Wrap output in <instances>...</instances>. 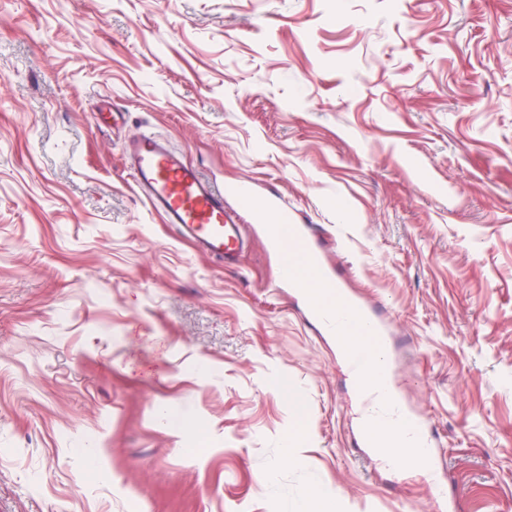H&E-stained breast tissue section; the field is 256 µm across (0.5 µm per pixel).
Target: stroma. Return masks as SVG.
<instances>
[{
    "label": "stroma",
    "mask_w": 512,
    "mask_h": 512,
    "mask_svg": "<svg viewBox=\"0 0 512 512\" xmlns=\"http://www.w3.org/2000/svg\"><path fill=\"white\" fill-rule=\"evenodd\" d=\"M145 132L313 225L457 512H512V0H0V512H287L314 485L435 512L355 448L264 236L228 267L150 212L121 146ZM409 418L416 423V430L420 433L421 437H422V440L424 442L423 445L421 446H415L412 442H411V434H408V435H405L403 436V442L404 444L410 446V447H415V448H428V456H427V459H426V468H427V471L429 473H432L433 472V465H434V461H435V458H436V451H435V447H436V440L429 434V432H427L423 427H422V424H421V419H419L418 417L412 415L410 412L408 414Z\"/></svg>",
    "instance_id": "obj_1"
}]
</instances>
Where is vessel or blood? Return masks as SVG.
I'll return each mask as SVG.
<instances>
[{
    "label": "vessel or blood",
    "mask_w": 512,
    "mask_h": 512,
    "mask_svg": "<svg viewBox=\"0 0 512 512\" xmlns=\"http://www.w3.org/2000/svg\"><path fill=\"white\" fill-rule=\"evenodd\" d=\"M124 149L140 198L174 228L178 238L191 240L198 252L225 264H232L247 245L241 229L242 213H250L253 222L265 227L287 217L275 198L257 192L251 184H214L163 138L141 134L126 140ZM290 228L294 246L314 261L312 282L345 294L339 272L327 264L310 225L294 221ZM363 413L372 422L397 419L400 411L397 406L368 398L363 402Z\"/></svg>",
    "instance_id": "obj_1"
}]
</instances>
